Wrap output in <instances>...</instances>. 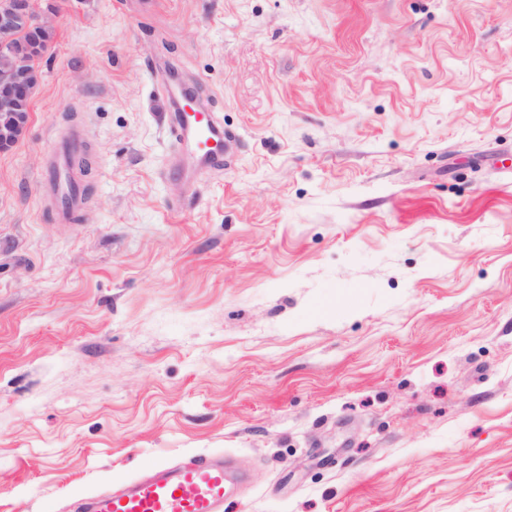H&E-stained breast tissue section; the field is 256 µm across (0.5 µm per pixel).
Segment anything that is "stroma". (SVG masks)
Returning a JSON list of instances; mask_svg holds the SVG:
<instances>
[{"mask_svg": "<svg viewBox=\"0 0 512 512\" xmlns=\"http://www.w3.org/2000/svg\"><path fill=\"white\" fill-rule=\"evenodd\" d=\"M0 152V512L223 452L224 512H512V0H36ZM235 139L172 175L157 79ZM87 132V202L39 189ZM3 98L0 102V151L12 148L22 139L27 131V117L24 112H30L31 98L22 103L21 112L14 110L15 100L13 91L31 86V77L27 73L3 77ZM85 132L74 127L68 136L51 150L45 170L40 177V188L55 202V216L69 222L83 209L85 201L78 175L71 168V159L85 145Z\"/></svg>", "mask_w": 512, "mask_h": 512, "instance_id": "obj_1", "label": "stroma"}]
</instances>
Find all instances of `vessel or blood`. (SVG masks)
<instances>
[{
	"instance_id": "obj_1",
	"label": "vessel or blood",
	"mask_w": 512,
	"mask_h": 512,
	"mask_svg": "<svg viewBox=\"0 0 512 512\" xmlns=\"http://www.w3.org/2000/svg\"><path fill=\"white\" fill-rule=\"evenodd\" d=\"M170 126L176 147L193 146L198 169L221 163L224 128L212 116L195 118L176 104ZM84 145V130L72 128L51 150L40 177V188L54 200L55 216L62 222L76 217L85 204L71 167L73 155ZM232 480L222 455H200L178 466L155 467L126 485L95 493L79 504L76 512H224L226 490Z\"/></svg>"
}]
</instances>
